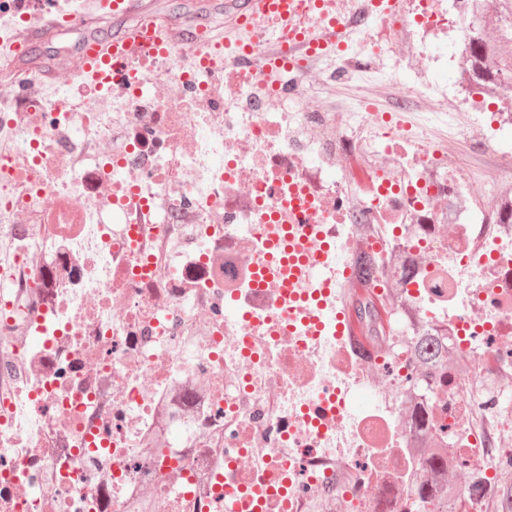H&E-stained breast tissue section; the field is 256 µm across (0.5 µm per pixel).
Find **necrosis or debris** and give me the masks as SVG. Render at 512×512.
Segmentation results:
<instances>
[{
	"label": "necrosis or debris",
	"instance_id": "obj_1",
	"mask_svg": "<svg viewBox=\"0 0 512 512\" xmlns=\"http://www.w3.org/2000/svg\"><path fill=\"white\" fill-rule=\"evenodd\" d=\"M0 0V512H490L512 472V87L485 0H326L335 53L270 74L273 24L16 97ZM455 71L452 84L437 74ZM376 74L385 99H320ZM379 261L359 284L364 255ZM445 351L419 385L352 288ZM467 356L458 365L457 356ZM502 45L499 48V52L492 47H488L485 45H480L477 39H473V44L475 46L474 52L488 59V62L496 67L495 72L502 78V82L505 83L506 80H511L512 87V53L505 54L502 52L501 48L503 45H511L512 44V24L508 23L502 32ZM499 71V73H498Z\"/></svg>",
	"mask_w": 512,
	"mask_h": 512
}]
</instances>
